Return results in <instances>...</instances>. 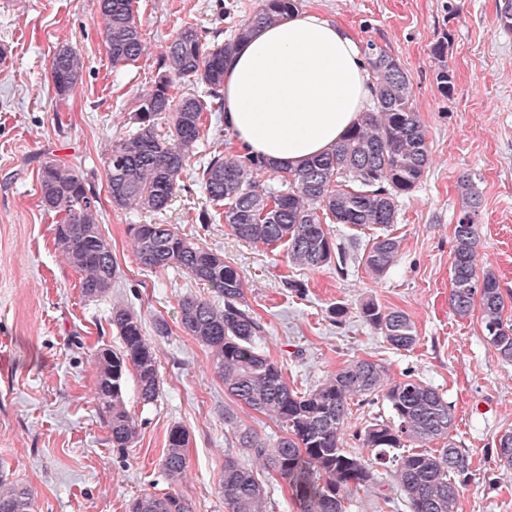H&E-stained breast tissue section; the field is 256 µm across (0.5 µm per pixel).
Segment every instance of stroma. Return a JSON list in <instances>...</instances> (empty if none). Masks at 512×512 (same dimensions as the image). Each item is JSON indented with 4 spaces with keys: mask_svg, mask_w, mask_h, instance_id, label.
Wrapping results in <instances>:
<instances>
[{
    "mask_svg": "<svg viewBox=\"0 0 512 512\" xmlns=\"http://www.w3.org/2000/svg\"><path fill=\"white\" fill-rule=\"evenodd\" d=\"M503 2L302 0L303 10L399 60L427 130L431 163L400 199L390 228L402 240L401 259L375 280L361 260L370 229L334 225L335 246L349 254L345 272L326 266L294 273L284 247L245 243L218 220L201 223L213 206L191 170L163 212L121 211L104 199L110 144L132 128L137 97L180 24L228 31L250 17L258 0H137L149 51L117 70L100 34L97 0H0V44L10 49L0 63V466L31 487L32 512H127L133 498L167 492L160 460L175 426L189 433V461L174 488L193 512H225L218 485L234 445L225 411L267 443L279 434L271 421L233 407L209 352L178 327L182 296L207 297L210 289L180 270L141 266L127 232L132 224L177 225L241 270L248 304L266 328V352L291 386L309 389L360 357L383 363L391 377L410 371L437 387L454 412L452 436L472 462L459 512H512V474L500 468L495 448L512 431V365L487 343L479 314L461 319L449 306L457 180L465 174L473 175L482 200L479 265L512 292V31L497 20ZM442 39L455 79L448 97L434 80L433 46ZM65 43L80 47L86 67L77 91L62 99L48 72ZM43 157L81 171L103 198L99 222L120 274L102 299L82 296L78 274L54 243L56 216L40 202ZM290 274L304 293L284 284ZM368 299L408 313L418 334L411 351L391 349L362 322L358 308ZM116 304L140 312L162 379L157 401L147 406L135 381L127 382L125 404L141 427L136 444L123 451L113 448L98 413V370L89 356L98 346L120 349L109 324ZM336 305L348 310L340 324L331 314ZM159 316L170 335L155 334Z\"/></svg>",
    "mask_w": 512,
    "mask_h": 512,
    "instance_id": "obj_1",
    "label": "stroma"
}]
</instances>
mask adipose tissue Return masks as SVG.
Segmentation results:
<instances>
[{"mask_svg": "<svg viewBox=\"0 0 512 512\" xmlns=\"http://www.w3.org/2000/svg\"><path fill=\"white\" fill-rule=\"evenodd\" d=\"M369 95L358 43L307 11L238 47L224 69V123L241 149L295 167L330 150Z\"/></svg>", "mask_w": 512, "mask_h": 512, "instance_id": "adipose-tissue-1", "label": "adipose tissue"}]
</instances>
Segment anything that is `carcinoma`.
<instances>
[{"mask_svg":"<svg viewBox=\"0 0 512 512\" xmlns=\"http://www.w3.org/2000/svg\"><path fill=\"white\" fill-rule=\"evenodd\" d=\"M300 0H259L251 17L235 26L224 41L208 39L211 31L184 22L159 53L157 76L138 97L135 127L113 141L107 157V193L120 210L164 211L182 187L197 155L208 115L224 112V65L258 27L281 22L299 11ZM102 35L112 67L130 65L146 55L136 0H99ZM372 74V107L331 150L297 167L277 165L259 155L212 152L196 168L195 182L209 202L223 208L224 223L251 245L287 247L288 264L300 270L331 263L343 269L345 252L333 244L329 225L390 227L397 222L399 198L420 183L430 163L427 134L413 108L411 76L399 61L374 41L364 47ZM437 87L454 91L445 61V43L434 47ZM85 59L79 48L63 44L50 62L49 77L66 98L82 82ZM204 94L172 92L173 79ZM42 207L58 218L54 241L68 265L80 275L82 295L106 296L117 278L112 243L99 228L101 200L82 172L47 157L39 168ZM461 211L453 232L452 286L449 306L465 319L479 311L488 343L502 362L512 363V324L504 321L505 300L494 272L478 268L481 243L476 216L480 195L473 180L457 181ZM131 244L140 264L151 269L176 268L211 288L223 301L194 294L178 303L182 333L206 348L236 405L256 411L279 429L269 445L250 427L233 426L237 452L224 455L219 493L226 512H273L271 492L289 497L300 512H347L351 493L379 484L377 467L395 463L391 480L403 504L384 499L395 512H457L463 489L471 481L466 449L450 439L453 411L448 399L413 373L399 379L368 359L347 362L306 391L290 387L281 366L264 352L265 326L247 305V282L241 270L220 254L195 243L173 224H131ZM401 240L380 233L361 256L377 279L393 268ZM397 351L418 341L412 319L402 310L372 299L358 311ZM109 324L122 341L118 351L101 347L92 358L98 367L95 400L112 447L131 448L139 437L138 419L127 410L125 384L134 377L138 398L157 401L161 377L154 346L143 333L141 314L114 305ZM355 398L382 399L391 418L375 420L360 434L365 452L343 447L342 434ZM440 448L422 450L431 441ZM189 433L175 426L167 435L161 469L177 484L187 468ZM415 445L419 450H410ZM497 458L512 469V432L498 439ZM31 487L11 480L0 469V512H30ZM129 512H192L177 493H144Z\"/></svg>","mask_w":512,"mask_h":512,"instance_id":"carcinoma-1","label":"carcinoma"}]
</instances>
